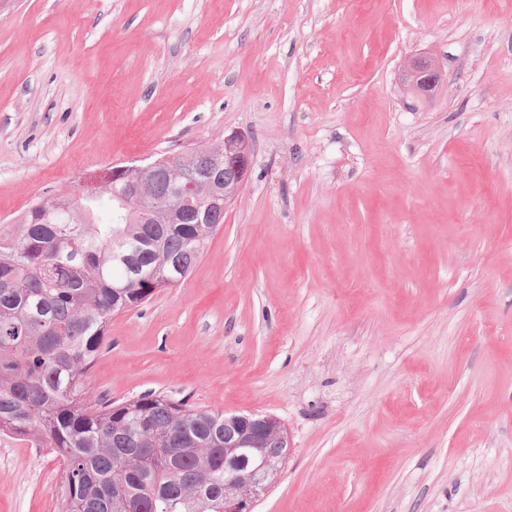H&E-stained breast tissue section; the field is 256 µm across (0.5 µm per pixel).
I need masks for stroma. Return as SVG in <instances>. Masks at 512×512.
I'll return each instance as SVG.
<instances>
[{
  "label": "stroma",
  "mask_w": 512,
  "mask_h": 512,
  "mask_svg": "<svg viewBox=\"0 0 512 512\" xmlns=\"http://www.w3.org/2000/svg\"><path fill=\"white\" fill-rule=\"evenodd\" d=\"M231 133L247 183L92 394L278 418L254 512H512V0H0V224ZM61 475L0 435V512ZM442 69L434 58L422 55L411 58L404 69L403 85L407 82H419L421 87H415L416 94H423L440 84Z\"/></svg>",
  "instance_id": "1"
}]
</instances>
